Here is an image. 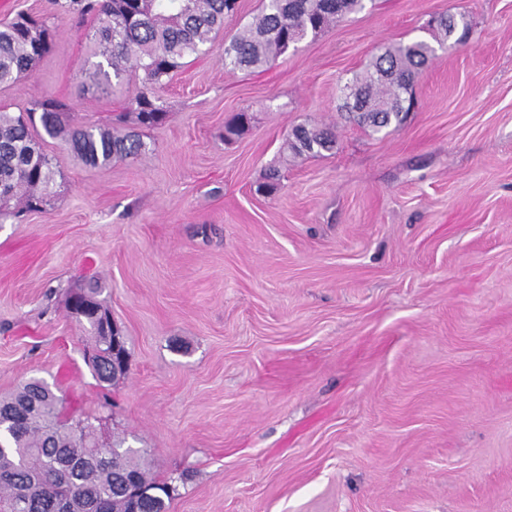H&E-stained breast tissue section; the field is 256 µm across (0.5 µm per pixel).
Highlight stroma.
I'll list each match as a JSON object with an SVG mask.
<instances>
[{
  "label": "stroma",
  "instance_id": "obj_1",
  "mask_svg": "<svg viewBox=\"0 0 512 512\" xmlns=\"http://www.w3.org/2000/svg\"><path fill=\"white\" fill-rule=\"evenodd\" d=\"M260 8L239 0L163 85L104 94L81 83L87 25L0 0V23L55 32L0 107L54 97L106 124L146 93L167 114L135 162L44 142L51 206L0 224V396L54 384L69 416L146 449L168 512H512V0H367L263 68H225ZM445 11L471 36L419 71L407 122L349 120L344 82ZM299 124L332 128L334 152L286 150ZM92 276L129 353L110 386L66 310Z\"/></svg>",
  "mask_w": 512,
  "mask_h": 512
}]
</instances>
